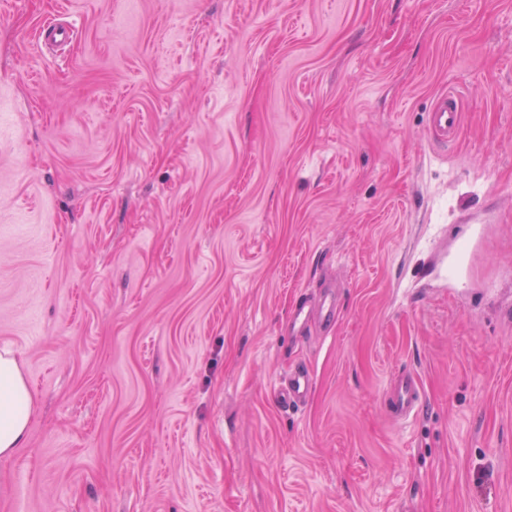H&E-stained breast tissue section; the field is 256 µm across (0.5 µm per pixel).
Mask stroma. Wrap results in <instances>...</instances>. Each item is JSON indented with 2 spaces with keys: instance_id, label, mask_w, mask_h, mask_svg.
<instances>
[{
  "instance_id": "obj_1",
  "label": "stroma",
  "mask_w": 512,
  "mask_h": 512,
  "mask_svg": "<svg viewBox=\"0 0 512 512\" xmlns=\"http://www.w3.org/2000/svg\"><path fill=\"white\" fill-rule=\"evenodd\" d=\"M4 350L0 512H512V0H0ZM461 95L448 90L437 98L428 116V129L431 137L440 144L448 145L459 135L463 121ZM31 393L15 358L0 355V456H9L28 436ZM313 377L306 367L294 368L288 373L284 389L278 394V402L284 408L298 407L311 391ZM385 396L389 415L399 422L415 420L422 411L421 387L416 374L411 371L394 375L386 388Z\"/></svg>"
}]
</instances>
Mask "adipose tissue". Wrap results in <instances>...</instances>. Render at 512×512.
<instances>
[{"mask_svg":"<svg viewBox=\"0 0 512 512\" xmlns=\"http://www.w3.org/2000/svg\"><path fill=\"white\" fill-rule=\"evenodd\" d=\"M31 393L15 358L0 355V456H9L28 436Z\"/></svg>","mask_w":512,"mask_h":512,"instance_id":"obj_1","label":"adipose tissue"}]
</instances>
